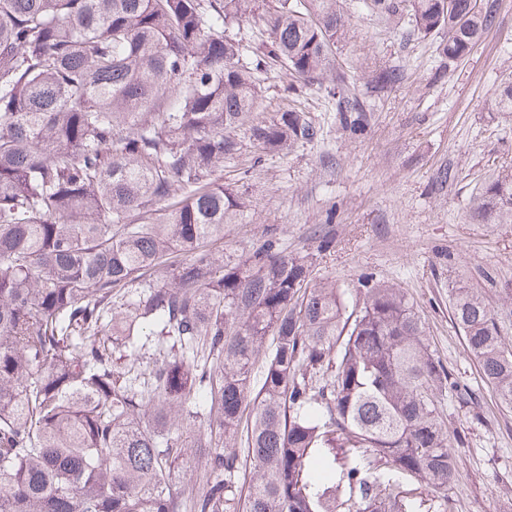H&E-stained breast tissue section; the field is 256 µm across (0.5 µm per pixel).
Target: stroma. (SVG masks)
<instances>
[{
	"instance_id": "stroma-1",
	"label": "stroma",
	"mask_w": 512,
	"mask_h": 512,
	"mask_svg": "<svg viewBox=\"0 0 512 512\" xmlns=\"http://www.w3.org/2000/svg\"><path fill=\"white\" fill-rule=\"evenodd\" d=\"M349 35L336 46V74L365 105L362 128L343 126L335 98L318 84L289 98V78L274 66L258 72L266 122L288 105L319 129L316 141L255 159L245 132L224 162V185L248 204L225 224L216 255L245 252L275 238L308 257L310 279H335L349 304L363 298L362 274L403 288L425 323L431 348L477 405L441 401L458 476L454 512H512V411L502 409L464 351L448 305L451 288L481 293L504 336L512 338V224L470 216L477 188L512 170V113L487 101L512 77V0H498L496 22L462 61L445 64L435 40L346 0ZM403 83L378 86L381 70ZM454 178L439 184L443 169Z\"/></svg>"
}]
</instances>
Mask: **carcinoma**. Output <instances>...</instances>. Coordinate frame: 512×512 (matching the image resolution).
<instances>
[{
    "label": "carcinoma",
    "instance_id": "cac0c4a2",
    "mask_svg": "<svg viewBox=\"0 0 512 512\" xmlns=\"http://www.w3.org/2000/svg\"><path fill=\"white\" fill-rule=\"evenodd\" d=\"M369 5L457 62L497 0ZM250 18L268 38L248 56L224 30ZM346 33L342 0H0V512H426L409 480L451 512L439 397L475 396L405 293L368 274L351 308L271 238L204 248L248 207L224 188L237 131L257 163L319 135L292 109L253 123L255 72L363 111L334 74ZM491 107L512 112V82ZM471 215L512 223V171ZM449 304L511 409L490 308L463 287Z\"/></svg>",
    "mask_w": 512,
    "mask_h": 512
}]
</instances>
